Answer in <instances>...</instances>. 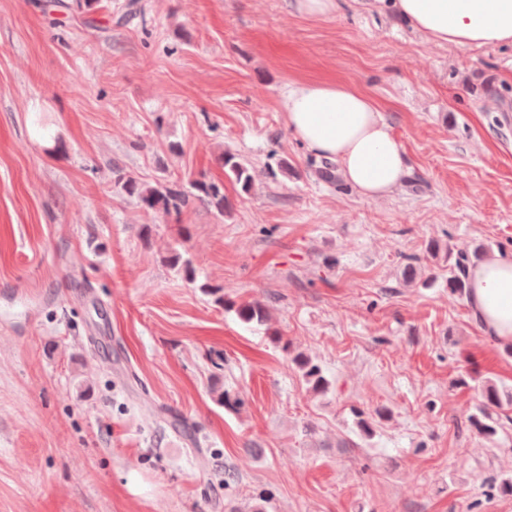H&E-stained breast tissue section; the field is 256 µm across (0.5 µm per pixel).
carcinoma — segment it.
<instances>
[{
  "instance_id": "cac0c4a2",
  "label": "carcinoma",
  "mask_w": 512,
  "mask_h": 512,
  "mask_svg": "<svg viewBox=\"0 0 512 512\" xmlns=\"http://www.w3.org/2000/svg\"><path fill=\"white\" fill-rule=\"evenodd\" d=\"M223 164L235 181L242 184V188L249 187L251 175L248 168L234 155H224ZM115 184L127 195L138 198L141 204L150 210L161 211L165 214L178 213L192 200L197 199L218 214H224V188L214 182L196 180L190 184L188 190L162 184L155 187H144L137 180L120 175ZM488 250V246L479 244L471 252L459 251L456 253L454 262L448 268V290L450 292L461 297L467 295L469 269L476 261L484 257ZM237 314L245 322L261 323L266 317V309L259 302L245 303L238 307ZM293 363L301 372L305 382L311 386L312 391L320 393L328 389L329 382L323 375L319 364L301 355L294 357ZM483 398L484 401L478 408V414L471 418L470 425L477 433L492 437L502 426L498 410L503 408L505 403L512 405V392L503 396L496 385L487 383L483 386Z\"/></svg>"
}]
</instances>
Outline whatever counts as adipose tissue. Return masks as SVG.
Segmentation results:
<instances>
[{"label":"adipose tissue","instance_id":"obj_1","mask_svg":"<svg viewBox=\"0 0 512 512\" xmlns=\"http://www.w3.org/2000/svg\"><path fill=\"white\" fill-rule=\"evenodd\" d=\"M437 45L512 44V0H380ZM290 134L313 154L338 162L366 200L388 198L408 158L366 91L339 80L291 88L283 101ZM471 318L500 346L512 345V255L493 254L469 270Z\"/></svg>","mask_w":512,"mask_h":512}]
</instances>
